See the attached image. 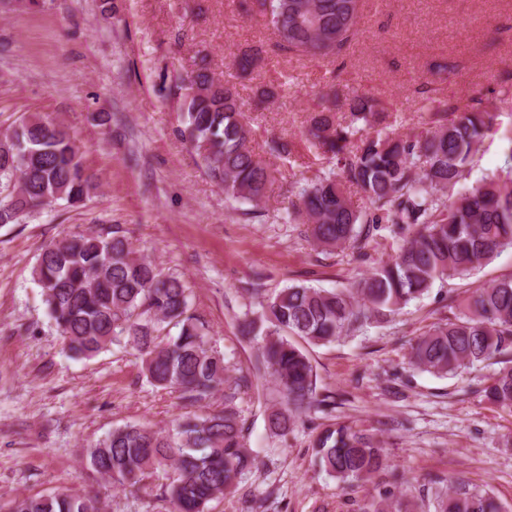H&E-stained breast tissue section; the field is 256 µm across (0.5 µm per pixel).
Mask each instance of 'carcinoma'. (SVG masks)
I'll list each match as a JSON object with an SVG mask.
<instances>
[{
  "instance_id": "1",
  "label": "carcinoma",
  "mask_w": 512,
  "mask_h": 512,
  "mask_svg": "<svg viewBox=\"0 0 512 512\" xmlns=\"http://www.w3.org/2000/svg\"><path fill=\"white\" fill-rule=\"evenodd\" d=\"M359 0H261L257 11L279 46L312 55H336L355 34ZM257 49L235 65L253 70ZM181 97V135L224 194L257 208L266 201L273 170L251 148L233 84L217 78L205 58L174 77ZM322 107L307 130L318 157L332 168L305 180L288 207L289 219L307 224L314 242L328 249L358 245L370 224H396L409 238L400 250L350 288L324 290L293 284L272 296L252 289L260 310L245 313L243 336L256 342L264 372L280 395L268 416L278 436L317 402V381L305 350L291 337L326 345L396 313L438 281L470 275L512 248V153L500 172L472 185L466 173L478 145L492 132L496 112L480 99L467 110L433 113L431 126L409 136L378 130L385 109L356 94ZM97 184L83 166L69 131L39 116L22 117L0 134V226L17 224L62 200L84 201ZM47 315L72 357L90 359L124 343L142 356L147 381L178 394L186 412L169 430L127 424L87 444L82 458L104 480L140 487L158 470L169 512H209L254 466L245 421L236 404L252 388L249 375H228L225 355L210 346L181 276L164 273L118 230H82L54 241L32 269ZM177 329L158 335L162 325ZM494 360L502 367L488 398L512 407V275L475 289L459 313L433 325L411 346L410 364L440 377ZM224 406H213L218 391ZM316 465L343 483L367 479L388 466L370 433L345 422L325 425L312 444ZM6 512H103L101 501L63 489L14 497ZM363 512H401L392 490L380 487ZM415 512H504L490 493L462 484L441 487Z\"/></svg>"
}]
</instances>
